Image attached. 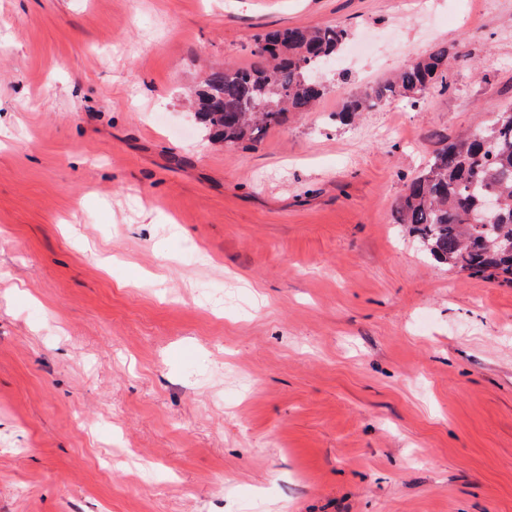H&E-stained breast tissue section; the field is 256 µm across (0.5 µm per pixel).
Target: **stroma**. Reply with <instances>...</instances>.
I'll return each mask as SVG.
<instances>
[{"instance_id": "35a3bbf8", "label": "stroma", "mask_w": 512, "mask_h": 512, "mask_svg": "<svg viewBox=\"0 0 512 512\" xmlns=\"http://www.w3.org/2000/svg\"><path fill=\"white\" fill-rule=\"evenodd\" d=\"M334 25L314 111L209 142L210 67ZM510 102L512 0H0V512H512V286L394 221ZM447 70L448 49L437 46L425 57L396 71L393 77L344 97L336 118L342 124H351L362 112H371L390 99H401L415 107L427 90L439 81L445 84Z\"/></svg>"}]
</instances>
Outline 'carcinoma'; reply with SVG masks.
<instances>
[{"label": "carcinoma", "instance_id": "cac0c4a2", "mask_svg": "<svg viewBox=\"0 0 512 512\" xmlns=\"http://www.w3.org/2000/svg\"><path fill=\"white\" fill-rule=\"evenodd\" d=\"M347 38L341 26L271 29L255 37L258 63L211 68L196 102L210 139L248 147L282 125L288 113L312 111L328 86L311 83L308 74L319 70L324 56L338 55ZM447 70L448 49L438 46L393 77L344 97L336 118L351 124L390 99L414 107L427 90L445 83ZM486 193L503 198L497 219L481 210ZM395 223L432 260L512 285V104L486 126L453 139L438 137L427 165L405 184Z\"/></svg>", "mask_w": 512, "mask_h": 512}]
</instances>
